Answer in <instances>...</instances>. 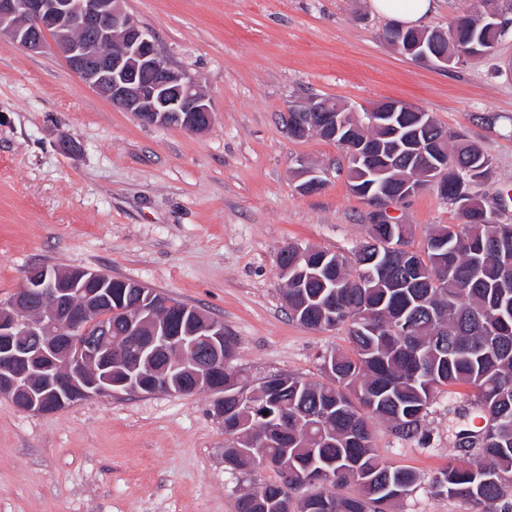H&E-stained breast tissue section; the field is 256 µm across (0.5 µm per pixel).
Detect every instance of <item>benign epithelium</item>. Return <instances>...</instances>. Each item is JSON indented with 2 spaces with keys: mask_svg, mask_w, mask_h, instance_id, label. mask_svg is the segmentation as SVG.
<instances>
[{
  "mask_svg": "<svg viewBox=\"0 0 512 512\" xmlns=\"http://www.w3.org/2000/svg\"><path fill=\"white\" fill-rule=\"evenodd\" d=\"M124 0H0V40L29 53L53 46L69 68L112 106L132 113L152 126L177 125L204 131L212 122L209 98L196 82L172 67L158 50L152 34L122 7ZM445 37L441 31L400 34L402 54L415 60L448 67V55L435 49ZM156 73L152 84L140 74ZM402 104L387 101L370 115L377 127L393 128L392 118ZM293 112H330L328 102L308 99ZM331 138L343 136L351 152L367 162L376 149L356 138L357 127L346 116L327 124ZM406 152L426 160L429 171L401 178L398 194L369 195L387 205L397 195L409 197L420 181L445 190L442 173L448 156L420 130L406 131ZM139 303L126 310L122 335H112V303H121L112 291L110 276L84 268L65 275L45 266L25 272L20 290L0 304V396L9 397L21 410L52 413L92 398L122 393L164 391L213 395L215 415L224 418V402L258 408L272 379L251 391L238 388L230 359L224 356V324L201 312L193 313L190 332L172 331L164 315L174 302L140 283ZM168 360L164 371L144 380L140 368L156 355Z\"/></svg>",
  "mask_w": 512,
  "mask_h": 512,
  "instance_id": "7a95c632",
  "label": "benign epithelium"
}]
</instances>
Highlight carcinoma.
<instances>
[{"label": "carcinoma", "instance_id": "1", "mask_svg": "<svg viewBox=\"0 0 512 512\" xmlns=\"http://www.w3.org/2000/svg\"><path fill=\"white\" fill-rule=\"evenodd\" d=\"M482 10L460 12L440 50L483 42L497 47L512 7L481 0ZM499 15L487 19L489 12ZM362 136L382 140L370 112L355 113ZM448 151V192L459 222L438 224L421 252L409 248L411 227L372 220L349 255L323 259L313 247L288 245V317L312 330H345L347 347L328 355L331 371L313 381L288 375V384L265 399L271 419L230 405L224 420H245L262 431L278 429L272 445L240 451L227 440L224 463L252 472L268 458L279 481L238 499V512H311L313 498L331 499L332 512H382L380 492L391 483L409 496L420 475L382 461L371 423L381 421L400 439L427 438L429 408L453 387L474 391L471 409L483 425L462 430L457 447L481 461L477 472L448 464L429 480L436 495L460 499L473 512H512V224H502L472 187L488 180V152L436 120L423 130ZM349 189L380 178L345 155ZM353 485L356 492L339 489Z\"/></svg>", "mask_w": 512, "mask_h": 512}]
</instances>
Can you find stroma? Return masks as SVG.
Masks as SVG:
<instances>
[{
  "label": "stroma",
  "mask_w": 512,
  "mask_h": 512,
  "mask_svg": "<svg viewBox=\"0 0 512 512\" xmlns=\"http://www.w3.org/2000/svg\"><path fill=\"white\" fill-rule=\"evenodd\" d=\"M170 64L197 80L213 109L202 133L149 126L115 109L53 51L0 44V303L34 265L80 267L149 286L223 322L232 361L254 389L270 374L321 380L341 330L288 319L278 269L288 244L349 254L372 209L354 195L335 143L291 138V104L335 97L353 107L397 99L432 115L492 156L476 192L512 191V31L492 59L448 70L387 42L390 19L368 0H124ZM80 149L59 148L61 135ZM305 160L324 187L305 194ZM423 250L454 205L430 186L390 206ZM473 393L439 395L426 441L373 423L381 459L422 485L393 512H472L427 482L458 458L455 435ZM224 422L211 397L163 392L82 401L55 413L21 411L0 396V512H236L238 497L276 482L269 466L224 465Z\"/></svg>",
  "instance_id": "35a3bbf8"
}]
</instances>
